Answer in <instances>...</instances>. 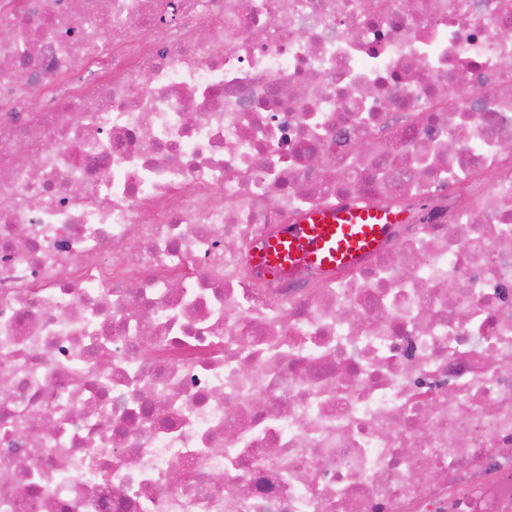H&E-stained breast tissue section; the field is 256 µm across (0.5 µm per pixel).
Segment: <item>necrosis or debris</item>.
<instances>
[{"instance_id":"4bbe7bcc","label":"necrosis or debris","mask_w":512,"mask_h":512,"mask_svg":"<svg viewBox=\"0 0 512 512\" xmlns=\"http://www.w3.org/2000/svg\"><path fill=\"white\" fill-rule=\"evenodd\" d=\"M1 29L0 512H512V0ZM339 206L405 220L259 269ZM390 223L392 220L386 213L374 208L318 211L303 224L289 225L256 259L268 272L302 263L341 268L373 252Z\"/></svg>"}]
</instances>
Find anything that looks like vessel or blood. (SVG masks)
<instances>
[{
    "label": "vessel or blood",
    "mask_w": 512,
    "mask_h": 512,
    "mask_svg": "<svg viewBox=\"0 0 512 512\" xmlns=\"http://www.w3.org/2000/svg\"><path fill=\"white\" fill-rule=\"evenodd\" d=\"M390 217L374 208L347 207L312 213L257 256L267 271L296 264L341 268L373 252L390 228Z\"/></svg>",
    "instance_id": "vessel-or-blood-1"
}]
</instances>
